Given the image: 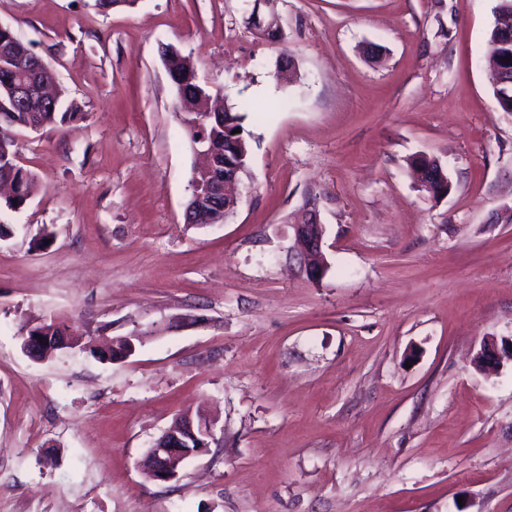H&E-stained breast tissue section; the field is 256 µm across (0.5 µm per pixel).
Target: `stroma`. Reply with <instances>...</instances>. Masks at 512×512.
I'll list each match as a JSON object with an SVG mask.
<instances>
[{
  "instance_id": "stroma-1",
  "label": "stroma",
  "mask_w": 512,
  "mask_h": 512,
  "mask_svg": "<svg viewBox=\"0 0 512 512\" xmlns=\"http://www.w3.org/2000/svg\"><path fill=\"white\" fill-rule=\"evenodd\" d=\"M496 4L271 0L272 42L251 0H0L85 114L14 132L37 186L0 208V512H512V363L474 364L512 337ZM166 44L226 106H257L221 224L185 221L197 157ZM420 155L447 196L420 186ZM307 209L325 228L316 282L292 228ZM52 317L150 335L123 361L29 358L22 336ZM200 411L211 448L147 481L145 452Z\"/></svg>"
}]
</instances>
